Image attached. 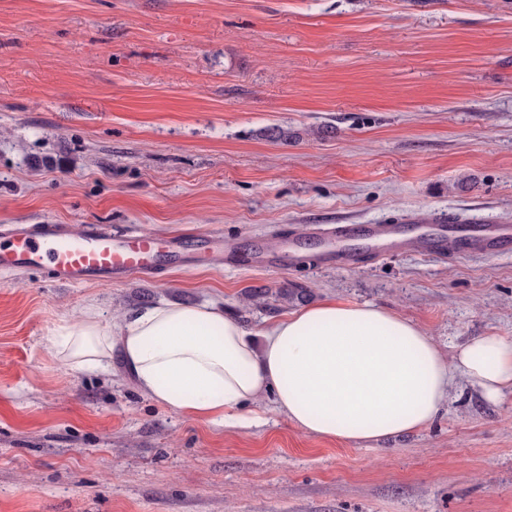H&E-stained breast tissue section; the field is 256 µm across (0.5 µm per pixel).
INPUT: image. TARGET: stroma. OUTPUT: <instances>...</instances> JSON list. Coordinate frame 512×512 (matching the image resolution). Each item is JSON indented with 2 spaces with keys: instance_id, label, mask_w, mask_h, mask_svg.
I'll return each instance as SVG.
<instances>
[{
  "instance_id": "obj_1",
  "label": "stroma",
  "mask_w": 512,
  "mask_h": 512,
  "mask_svg": "<svg viewBox=\"0 0 512 512\" xmlns=\"http://www.w3.org/2000/svg\"><path fill=\"white\" fill-rule=\"evenodd\" d=\"M439 215L512 222V0H0V225L217 231L242 258L0 275V512H512V392L455 376L429 427L357 445L268 399L245 426L185 418L50 342L91 302L108 321L220 300L259 345L295 284L391 310L448 355L512 340V255L309 265L336 225ZM258 237L297 240V260L245 263Z\"/></svg>"
}]
</instances>
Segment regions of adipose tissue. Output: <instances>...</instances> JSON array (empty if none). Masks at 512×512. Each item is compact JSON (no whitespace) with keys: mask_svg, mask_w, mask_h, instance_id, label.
<instances>
[{"mask_svg":"<svg viewBox=\"0 0 512 512\" xmlns=\"http://www.w3.org/2000/svg\"><path fill=\"white\" fill-rule=\"evenodd\" d=\"M262 347L218 302L161 303L112 322L95 305L51 333L76 370L111 367L179 415L220 424L265 396L304 433L344 442L431 425L454 373L495 400L512 391V340L487 335L445 355L432 336L369 304L321 301L267 323Z\"/></svg>","mask_w":512,"mask_h":512,"instance_id":"adipose-tissue-1","label":"adipose tissue"}]
</instances>
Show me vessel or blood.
<instances>
[{"mask_svg":"<svg viewBox=\"0 0 512 512\" xmlns=\"http://www.w3.org/2000/svg\"><path fill=\"white\" fill-rule=\"evenodd\" d=\"M336 239L338 248L315 252L313 261L352 263L361 241L385 254L411 245L398 224H342L336 228ZM422 248L435 259L512 253V225L443 218ZM223 253L224 238L216 231L160 237L148 230L115 232L101 224L76 230L65 224L0 226V274L42 270L53 282L70 286L121 280L135 272L152 276L191 262L205 265Z\"/></svg>","mask_w":512,"mask_h":512,"instance_id":"1","label":"vessel or blood"}]
</instances>
